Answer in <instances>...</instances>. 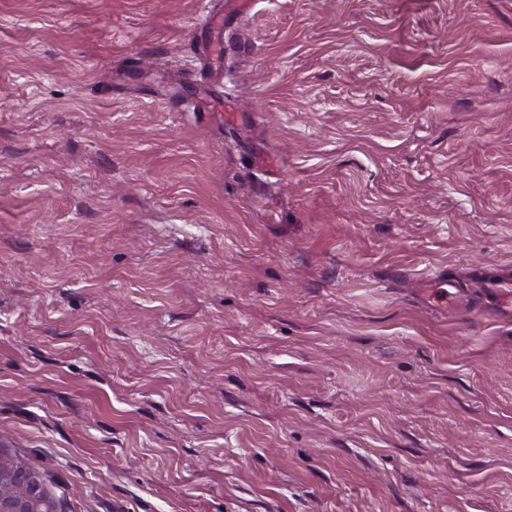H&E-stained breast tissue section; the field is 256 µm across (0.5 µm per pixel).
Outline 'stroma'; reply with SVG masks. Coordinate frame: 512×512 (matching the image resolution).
<instances>
[{
  "label": "stroma",
  "instance_id": "1",
  "mask_svg": "<svg viewBox=\"0 0 512 512\" xmlns=\"http://www.w3.org/2000/svg\"><path fill=\"white\" fill-rule=\"evenodd\" d=\"M226 2L0 0V455L61 512H512V0Z\"/></svg>",
  "mask_w": 512,
  "mask_h": 512
}]
</instances>
